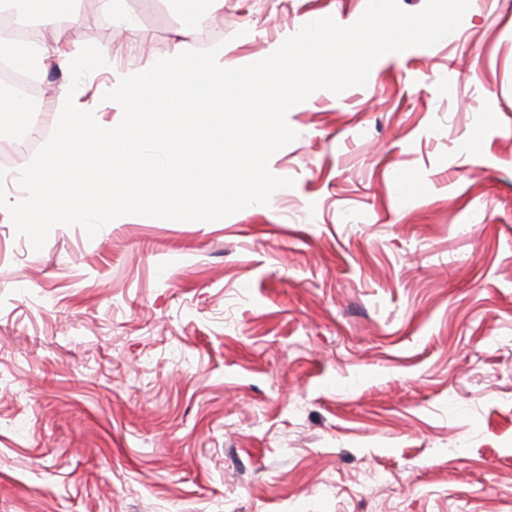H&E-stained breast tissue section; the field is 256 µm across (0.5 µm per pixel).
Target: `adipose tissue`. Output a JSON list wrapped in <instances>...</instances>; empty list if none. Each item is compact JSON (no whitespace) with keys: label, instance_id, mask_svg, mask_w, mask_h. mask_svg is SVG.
Masks as SVG:
<instances>
[{"label":"adipose tissue","instance_id":"1","mask_svg":"<svg viewBox=\"0 0 512 512\" xmlns=\"http://www.w3.org/2000/svg\"><path fill=\"white\" fill-rule=\"evenodd\" d=\"M0 3L8 6L23 4L27 9L39 13L57 33L51 46L19 41L0 33L1 58L32 72L43 70L51 58L76 75L86 76L101 68V60L85 52L71 37V30L77 22V0H0Z\"/></svg>","mask_w":512,"mask_h":512}]
</instances>
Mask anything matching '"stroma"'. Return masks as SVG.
Here are the masks:
<instances>
[{
  "label": "stroma",
  "instance_id": "35a3bbf8",
  "mask_svg": "<svg viewBox=\"0 0 512 512\" xmlns=\"http://www.w3.org/2000/svg\"><path fill=\"white\" fill-rule=\"evenodd\" d=\"M366 5L224 0L207 27L241 67ZM78 14L102 125L114 73L202 29L166 0ZM36 78L44 142L71 77ZM287 123L293 187L216 222L36 251L0 210V512H512V0Z\"/></svg>",
  "mask_w": 512,
  "mask_h": 512
}]
</instances>
